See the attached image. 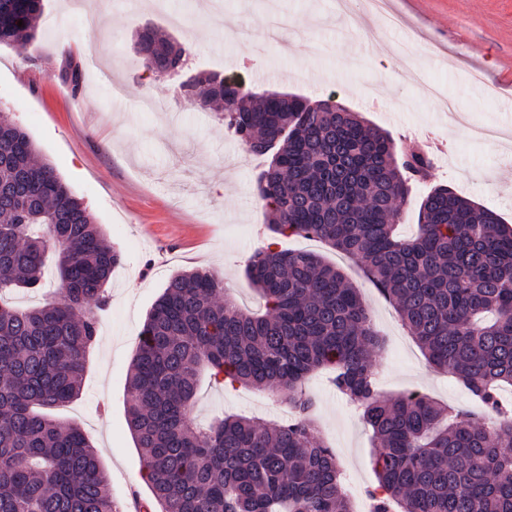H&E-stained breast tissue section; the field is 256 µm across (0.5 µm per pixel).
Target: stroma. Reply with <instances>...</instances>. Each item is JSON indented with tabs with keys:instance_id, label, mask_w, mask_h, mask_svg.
Masks as SVG:
<instances>
[{
	"instance_id": "35a3bbf8",
	"label": "stroma",
	"mask_w": 512,
	"mask_h": 512,
	"mask_svg": "<svg viewBox=\"0 0 512 512\" xmlns=\"http://www.w3.org/2000/svg\"><path fill=\"white\" fill-rule=\"evenodd\" d=\"M264 2L224 0V15L216 18L203 12L200 0H167V12L184 19L176 27L152 0H142L135 12L122 0H85L99 19L93 32L69 0H44L32 58L0 47V114L29 131L124 255L98 313L82 394L54 411L79 423L98 449L120 505L133 488L143 500L151 498L126 423V376L146 314L169 277L212 268L223 273L225 291L238 303L260 305L244 268L266 241L256 179L268 161L248 152L214 110L188 102L183 78L217 73L242 79L258 95L331 99L395 142L438 143L429 180L414 185L400 206L403 235L416 233L419 204L440 184L512 225V0H389L401 23L386 28L379 45L336 14L332 0H278L288 23L257 53L236 32L263 19ZM145 27L186 47L182 75L145 68L133 48ZM70 60L83 67L77 94L61 77ZM426 82L440 87L467 125H449L439 102L424 94ZM116 84L123 88L118 97ZM484 126L497 128L499 139L473 135ZM278 245L324 254L358 288L386 340L376 366L382 393L425 394L471 408L455 378L429 365L360 267L316 239L282 238ZM306 386L318 402V437L334 449L357 512H366L365 491L377 483L371 433L326 373L313 374ZM223 413L268 421L285 409L265 393L202 381L195 420Z\"/></svg>"
}]
</instances>
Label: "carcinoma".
Wrapping results in <instances>:
<instances>
[{"label":"carcinoma","mask_w":512,"mask_h":512,"mask_svg":"<svg viewBox=\"0 0 512 512\" xmlns=\"http://www.w3.org/2000/svg\"><path fill=\"white\" fill-rule=\"evenodd\" d=\"M43 0H0V46L28 56ZM23 25H18V22ZM151 71L171 75L186 49L137 34ZM61 77L82 87L79 65ZM185 97L222 106L224 125L255 155L272 239H319L360 265L428 362L452 373L481 419L417 394L383 398L375 367L384 339L359 291L307 250L257 248L245 276L259 313L224 296V277L172 275L149 310L128 375L127 420L156 512H353L335 451L315 438L306 378L332 384L362 411L378 451L373 512H512V227L446 185L420 203L419 231L396 232L399 205L432 162L404 152L355 112H313L297 95L253 100L241 82L203 74ZM123 261L84 201L39 156L30 134L0 115V512H119L99 452L50 410L82 390L106 286ZM53 266L59 300L14 306ZM266 391L280 421L191 419L198 382Z\"/></svg>","instance_id":"obj_1"}]
</instances>
